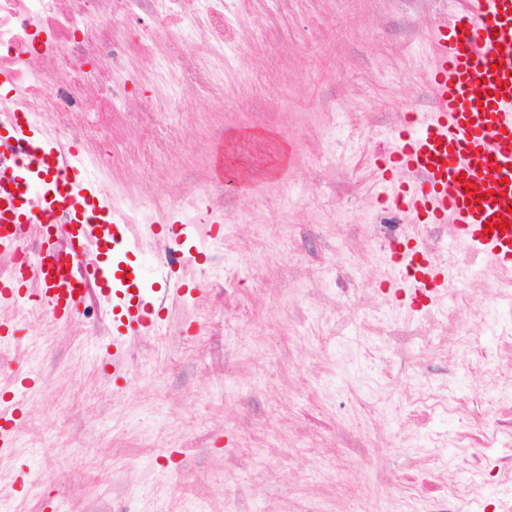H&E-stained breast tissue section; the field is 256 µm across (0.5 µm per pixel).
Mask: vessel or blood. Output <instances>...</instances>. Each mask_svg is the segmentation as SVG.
Wrapping results in <instances>:
<instances>
[{
  "label": "vessel or blood",
  "instance_id": "1",
  "mask_svg": "<svg viewBox=\"0 0 512 512\" xmlns=\"http://www.w3.org/2000/svg\"><path fill=\"white\" fill-rule=\"evenodd\" d=\"M439 63L433 74L432 112L402 113L396 147L383 167L394 184V202L415 224H446L455 240L483 254L495 267L512 270V0H464L436 38ZM7 139L31 142L24 166L0 170V254L18 252L32 213L66 210V224L41 227L38 259L10 265L0 275V302L27 298L43 314L64 321L88 300L104 299L121 336L154 331L167 295L127 259L136 246L127 225L100 204L92 184L66 150L14 114L0 115ZM41 176L35 211H27L18 185ZM112 240V261L89 257L99 237ZM401 283L410 299L423 289L442 291L458 280L455 266H442L418 252H398Z\"/></svg>",
  "mask_w": 512,
  "mask_h": 512
}]
</instances>
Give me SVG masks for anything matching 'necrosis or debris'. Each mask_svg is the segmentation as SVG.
Wrapping results in <instances>:
<instances>
[{
    "label": "necrosis or debris",
    "instance_id": "1",
    "mask_svg": "<svg viewBox=\"0 0 512 512\" xmlns=\"http://www.w3.org/2000/svg\"><path fill=\"white\" fill-rule=\"evenodd\" d=\"M229 0H0V113L18 112L44 123L63 145L77 153L93 151L111 169L129 157L114 151L111 127L127 121L153 124L148 155L174 134L159 126L155 97L175 81L191 96L219 103L224 88L212 79L215 59L234 36L226 21ZM165 55L169 66L144 72V91L130 107H119L127 93L123 74L133 56ZM461 355L431 349L413 370L406 395L411 431L429 432L424 461L384 474L385 482L413 489L410 505L420 512H512V328L493 347L471 337L458 339ZM488 374L483 394L460 397L455 381L461 365ZM451 418L453 437L430 433L434 420ZM459 448L469 477L455 479L442 456L448 443ZM497 477L494 497L486 495V473Z\"/></svg>",
    "mask_w": 512,
    "mask_h": 512
}]
</instances>
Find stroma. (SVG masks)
<instances>
[{
	"mask_svg": "<svg viewBox=\"0 0 512 512\" xmlns=\"http://www.w3.org/2000/svg\"><path fill=\"white\" fill-rule=\"evenodd\" d=\"M457 0H237L224 107L191 100L164 125L187 140L152 169L109 181L148 210L176 183L206 187L220 151L248 166L271 148L274 180L224 194L238 214L191 222L194 249L164 274L178 289L154 335L122 339L106 304L61 323L0 307V398L22 423L0 452V512H400L374 473L403 439L402 394L438 335L370 240L390 186L380 162L401 113L435 102L433 36ZM430 256L460 267L470 305L449 331L495 343L475 312L493 299L483 255L448 225L413 224ZM366 444L369 458L353 449Z\"/></svg>",
	"mask_w": 512,
	"mask_h": 512,
	"instance_id": "1",
	"label": "stroma"
}]
</instances>
